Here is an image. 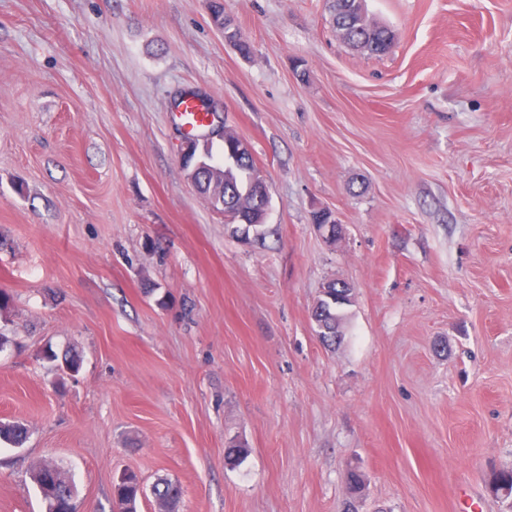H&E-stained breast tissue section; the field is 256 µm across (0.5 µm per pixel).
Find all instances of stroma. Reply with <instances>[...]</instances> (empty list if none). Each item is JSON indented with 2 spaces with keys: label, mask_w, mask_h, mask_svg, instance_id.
Instances as JSON below:
<instances>
[{
  "label": "stroma",
  "mask_w": 512,
  "mask_h": 512,
  "mask_svg": "<svg viewBox=\"0 0 512 512\" xmlns=\"http://www.w3.org/2000/svg\"><path fill=\"white\" fill-rule=\"evenodd\" d=\"M0 0V512H77L132 470L176 512H512V0ZM224 106L277 235L246 245L187 178L169 103ZM333 212L326 243L311 221ZM355 289L319 341L325 283ZM81 360L59 377L47 351ZM242 447L227 457L229 445ZM365 0H333L330 6L333 26L343 33V42L371 54L384 53L392 41L391 31L372 24L367 16ZM32 479L43 494L45 512H75L76 486L58 467L39 464L32 471ZM152 493L160 512H174L180 501L182 490L178 483L164 481L155 485Z\"/></svg>",
  "instance_id": "1"
}]
</instances>
